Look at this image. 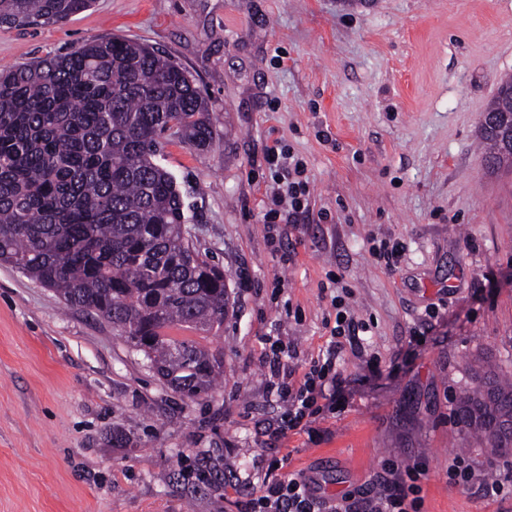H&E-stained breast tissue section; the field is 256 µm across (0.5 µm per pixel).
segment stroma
Wrapping results in <instances>:
<instances>
[{
  "label": "stroma",
  "mask_w": 512,
  "mask_h": 512,
  "mask_svg": "<svg viewBox=\"0 0 512 512\" xmlns=\"http://www.w3.org/2000/svg\"><path fill=\"white\" fill-rule=\"evenodd\" d=\"M111 35L179 63L209 108L212 148L168 133L157 161L227 276L221 329L183 333L222 352L224 380L184 398L110 322L0 263V512H246L275 459L331 503L395 459L426 466L422 512H512L448 484L460 454L504 474L454 406L478 365L512 369V169L480 153L512 78V0H94L0 29V68ZM274 140L305 164L310 203L278 245ZM381 239L403 247L394 270ZM337 295L370 327L365 351L342 352L345 406L317 420L321 441L277 439L267 340L305 370Z\"/></svg>",
  "instance_id": "stroma-1"
}]
</instances>
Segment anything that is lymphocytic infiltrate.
<instances>
[{"mask_svg":"<svg viewBox=\"0 0 512 512\" xmlns=\"http://www.w3.org/2000/svg\"><path fill=\"white\" fill-rule=\"evenodd\" d=\"M263 155L275 173L288 176L284 189L265 211V221H275L284 214L290 222H297L309 210L307 182L302 178L300 164L293 162L288 149L277 142L264 146ZM336 316L338 322L330 331V341L316 357L310 358L303 373H296L289 364L296 355L294 346L283 344L277 337L270 341L269 359L276 377L270 392L284 404L275 431L277 438L287 437L291 432L316 435L314 423L322 412L335 411L344 404L337 362L343 348L364 349L368 327L350 312L340 310ZM419 477V470L401 469L393 461L386 476L330 504L317 496L313 476L291 473L264 482L250 501V512H421Z\"/></svg>","mask_w":512,"mask_h":512,"instance_id":"obj_1","label":"lymphocytic infiltrate"}]
</instances>
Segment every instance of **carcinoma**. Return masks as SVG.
Segmentation results:
<instances>
[{"label":"carcinoma","instance_id":"obj_1","mask_svg":"<svg viewBox=\"0 0 512 512\" xmlns=\"http://www.w3.org/2000/svg\"><path fill=\"white\" fill-rule=\"evenodd\" d=\"M90 3L0 0V28L60 23ZM510 115L507 80L481 124L497 170L512 168V136L493 119ZM171 128L198 150L212 146L186 69L141 43L113 37L1 70L0 263L112 322L195 400L223 376V354L170 331L221 327L230 299L224 271L193 245L173 177L155 162ZM455 416L477 444L508 456L512 438L493 439L492 427L512 419V371L479 366Z\"/></svg>","mask_w":512,"mask_h":512}]
</instances>
